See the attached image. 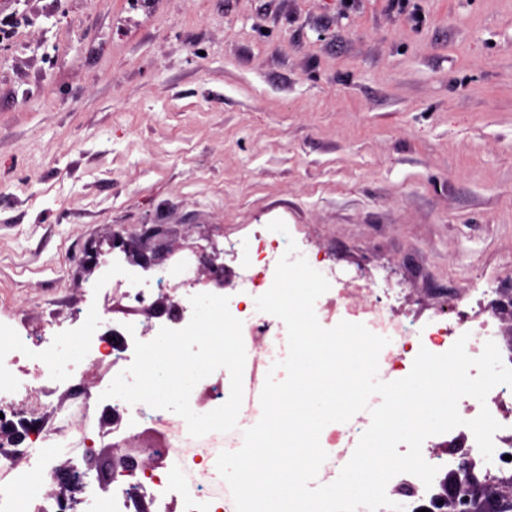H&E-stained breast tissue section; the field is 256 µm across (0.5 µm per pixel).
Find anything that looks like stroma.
<instances>
[{"label":"stroma","instance_id":"stroma-1","mask_svg":"<svg viewBox=\"0 0 512 512\" xmlns=\"http://www.w3.org/2000/svg\"><path fill=\"white\" fill-rule=\"evenodd\" d=\"M0 47V322L49 340L124 237L163 269L285 222L348 276L403 282L408 318L480 278L512 283V0H15ZM111 320L147 325L171 299ZM112 362L47 382L28 420L69 416L67 459L106 479Z\"/></svg>","mask_w":512,"mask_h":512}]
</instances>
